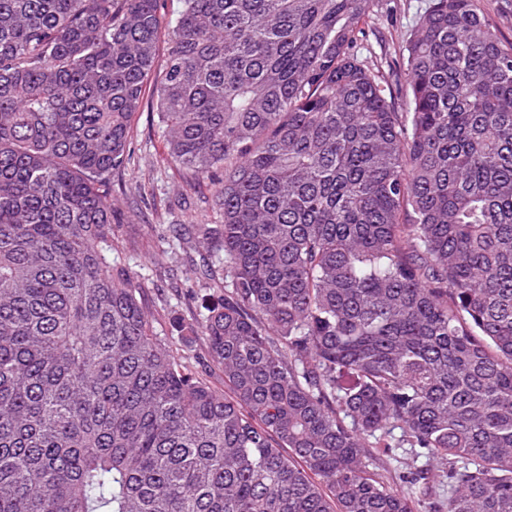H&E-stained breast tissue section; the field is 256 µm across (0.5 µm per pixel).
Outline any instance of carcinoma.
<instances>
[{
    "instance_id": "1",
    "label": "carcinoma",
    "mask_w": 512,
    "mask_h": 512,
    "mask_svg": "<svg viewBox=\"0 0 512 512\" xmlns=\"http://www.w3.org/2000/svg\"><path fill=\"white\" fill-rule=\"evenodd\" d=\"M180 0L157 111L212 181L230 394L112 259L160 0H0V512H512V40L430 0ZM408 110L395 107L398 94ZM428 6V0H385L379 6V27L384 33L390 51L402 44Z\"/></svg>"
}]
</instances>
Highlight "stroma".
I'll use <instances>...</instances> for the list:
<instances>
[{
	"label": "stroma",
	"mask_w": 512,
	"mask_h": 512,
	"mask_svg": "<svg viewBox=\"0 0 512 512\" xmlns=\"http://www.w3.org/2000/svg\"><path fill=\"white\" fill-rule=\"evenodd\" d=\"M428 6V0H382L379 27L390 47L402 44ZM154 85H147L132 133L134 159L112 179L115 261L140 282L154 330L215 389L224 375L214 363L199 364L204 352L199 336L177 332L174 318L199 312L204 289L197 286L191 263L173 231L174 225L216 224L220 213L209 182L196 181L168 159L155 105Z\"/></svg>",
	"instance_id": "obj_1"
}]
</instances>
